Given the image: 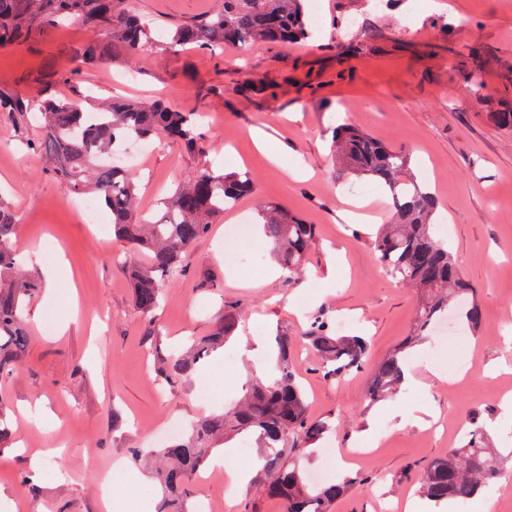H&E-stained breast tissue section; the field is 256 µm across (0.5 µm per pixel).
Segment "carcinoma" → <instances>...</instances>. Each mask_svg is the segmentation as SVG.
Instances as JSON below:
<instances>
[{"label": "carcinoma", "instance_id": "carcinoma-1", "mask_svg": "<svg viewBox=\"0 0 512 512\" xmlns=\"http://www.w3.org/2000/svg\"><path fill=\"white\" fill-rule=\"evenodd\" d=\"M125 0H0V45L23 43L41 36L49 26L79 18L91 29L81 53L85 70H96L108 55L122 50L138 57L150 47L175 53L186 45L207 49L245 50L258 43L307 41L314 37L307 0H223L218 11L197 26L170 32L154 30L149 21L124 7ZM0 112L31 113L43 125V137L33 149L49 169L74 194H93V199L112 215V233L130 249L144 251L149 263L128 262L123 273L129 280L138 312L153 323L166 280L181 275L188 265L189 249L206 236L212 220L226 205L255 192L253 180L237 172H217L204 165L180 182L161 202L156 215L139 211V189L129 171L103 162V158L131 139L164 141L179 139L197 153L205 152L195 113L184 112L156 100L121 98L105 101L92 114L80 111L68 100H29L0 90ZM332 149L340 171L372 183L391 197L390 220L377 227L374 251L388 274L398 283L420 292L414 326L408 340L373 368L367 395L375 404L395 393L402 384L401 363L413 340L454 306L459 324L470 332L484 322L475 299L476 289L458 270L448 244L439 236V202L431 189L420 183L411 168L409 154L389 147L366 131L340 126L334 131ZM258 215L272 253L288 281L298 278L316 227L288 215L277 204L260 206ZM17 225L0 215V375L15 370L29 345L27 304L35 285L19 269L15 249ZM231 305L216 332L191 341L182 353L160 358L158 384L175 387L190 378L201 361L227 343L238 326ZM312 352L322 376L330 381L362 369L367 342L345 336L320 312L315 313L299 338ZM298 338L286 334L274 338L275 373L266 380L245 383L242 399L218 419L194 423L190 435L160 449L164 467L159 474L163 499L158 512H188L191 496L188 479L207 461L206 449L219 434L255 435L264 452L254 482L285 504V512H330L353 484L313 486L298 464L306 449L320 441L330 425L310 417L304 391L289 365ZM497 455L485 441L482 429L473 427L466 442L448 456L422 467L419 492L439 505L461 506L498 478Z\"/></svg>", "mask_w": 512, "mask_h": 512}]
</instances>
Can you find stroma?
Returning a JSON list of instances; mask_svg holds the SVG:
<instances>
[{
	"instance_id": "1",
	"label": "stroma",
	"mask_w": 512,
	"mask_h": 512,
	"mask_svg": "<svg viewBox=\"0 0 512 512\" xmlns=\"http://www.w3.org/2000/svg\"><path fill=\"white\" fill-rule=\"evenodd\" d=\"M318 3L320 33L306 44L137 59L117 51L93 72L79 67L90 34L79 20L33 43L0 46V87L20 96L67 97L86 110L112 96L160 97L198 113L204 154L171 139L140 165L145 212H158L161 198L206 164L255 179L258 198L241 204L247 219L261 198L317 227L306 274L290 283L258 235L252 247L260 265L247 270L224 240L234 213L217 217L190 249L186 275L164 285L157 323L148 326L122 272L131 250L87 223L83 197L69 194L31 150L43 136L41 123L0 112V212L18 226L17 248L39 284L34 302L41 307L28 318L25 359L0 381L12 443L0 453V506L157 512L155 433L169 420L189 425L222 414L246 381L272 371L270 336L303 335L315 311L346 321L348 333L370 343L363 369L338 383L322 377L309 352L293 356L310 414L330 424L331 446L346 455L338 462L317 447L302 467L354 480L332 512H404L422 466L458 447V426L472 424L503 456L493 491L512 499V131L489 118L512 97V0H386L377 13L370 0ZM127 4L167 31L199 23L222 0ZM343 15L367 25L360 54H346L348 37L332 25ZM474 50L482 69L469 59ZM52 68L72 71L71 82H45ZM339 119L410 155L437 195L448 244L484 311L476 333L451 345L431 333L416 348L412 380L398 398L410 408L427 403L434 412L427 426L401 425L391 401L366 399L372 367L409 336L417 299L388 276L371 246L373 226L390 217L388 194L339 175L330 155ZM258 136L278 154L279 166L268 167L254 144ZM46 241L55 246L48 261L39 254ZM73 294L78 306L65 326L58 309ZM229 303L239 312L234 366L225 368L217 351L188 383L160 387L157 356L210 335ZM135 448L143 452L137 461ZM112 471L114 484L99 493L97 473Z\"/></svg>"
}]
</instances>
